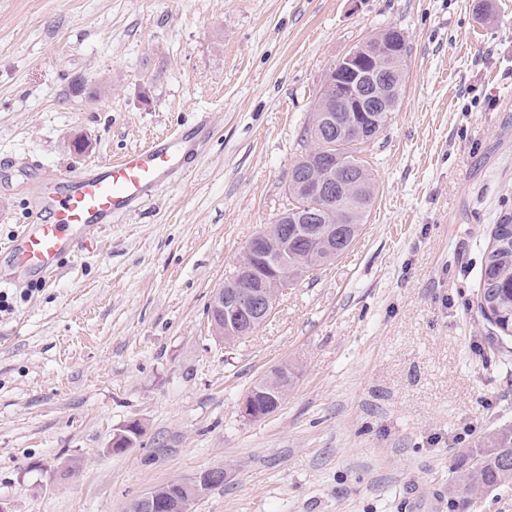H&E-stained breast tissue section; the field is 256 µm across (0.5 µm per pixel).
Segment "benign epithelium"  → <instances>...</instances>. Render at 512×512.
Instances as JSON below:
<instances>
[{"instance_id":"1","label":"benign epithelium","mask_w":512,"mask_h":512,"mask_svg":"<svg viewBox=\"0 0 512 512\" xmlns=\"http://www.w3.org/2000/svg\"><path fill=\"white\" fill-rule=\"evenodd\" d=\"M383 51L384 46L375 41L362 52H349L329 71L331 77L342 73L348 78L346 83L336 81V103L365 116L383 109L389 93L383 69L378 66ZM306 185L316 193L333 196L340 195L343 189L341 182L327 183L316 175L309 177ZM288 247V232L285 230L275 228L255 235L246 252L252 254L257 267L236 268L214 290L208 309L209 318L215 337L224 344L231 345L248 337L273 315L280 285L288 282V267L271 261V257L276 252L287 253ZM279 397L280 400L260 412L256 394L250 391L241 403V412L248 419H264L279 408L285 394L281 393ZM139 435V426L126 427L113 436L111 451H125ZM195 501L196 498L188 497L172 503L157 498L152 489L139 498L142 512H191Z\"/></svg>"}]
</instances>
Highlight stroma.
<instances>
[{"label":"stroma","instance_id":"stroma-1","mask_svg":"<svg viewBox=\"0 0 512 512\" xmlns=\"http://www.w3.org/2000/svg\"><path fill=\"white\" fill-rule=\"evenodd\" d=\"M0 0V245L36 156L78 170L207 118L199 164L116 217L52 280L0 255V502L127 512L223 467L192 512H512V484L448 495L451 469L512 428V339L476 308L512 212V0ZM394 27L402 98L360 156L374 203L348 252L216 341L207 308L288 204L330 67ZM270 417L241 402L271 366ZM140 437L110 450L130 424ZM285 367H288V364H279L273 367L268 371L266 375H264L265 377L260 380L262 381L261 385L263 388L274 389L278 391L280 399L278 401L274 399L275 403L273 405H267V407L262 412H259L256 405V391H250L247 393L241 403V412L243 416L253 420L264 419L273 414L279 408L285 397V394L280 392V390L275 387L274 383L279 376L280 370L284 369Z\"/></svg>","mask_w":512,"mask_h":512}]
</instances>
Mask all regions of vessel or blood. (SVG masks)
I'll return each instance as SVG.
<instances>
[{"mask_svg":"<svg viewBox=\"0 0 512 512\" xmlns=\"http://www.w3.org/2000/svg\"><path fill=\"white\" fill-rule=\"evenodd\" d=\"M210 129H179L114 161L80 170L41 167L27 186L28 217L6 252L24 270L50 280L60 260L78 253L84 242L113 217L138 208L178 172L184 171L200 139Z\"/></svg>","mask_w":512,"mask_h":512,"instance_id":"b4317fda","label":"vessel or blood"}]
</instances>
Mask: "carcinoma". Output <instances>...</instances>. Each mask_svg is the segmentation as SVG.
<instances>
[{
  "mask_svg": "<svg viewBox=\"0 0 512 512\" xmlns=\"http://www.w3.org/2000/svg\"><path fill=\"white\" fill-rule=\"evenodd\" d=\"M392 59L398 70L397 84L389 111L372 113L371 140L386 128L404 89L407 58L395 54ZM329 100L330 91L326 85L306 128L312 146L295 160L291 168L288 181L291 206L281 211L276 219V223L288 225V238L293 240L288 254L277 257L279 262L288 265L291 273L304 269L319 270L345 253L360 234L375 197L372 173L364 160L358 157L359 142L346 132L348 126L358 121L357 113H338L339 127L330 132L318 120L319 112L328 107ZM315 151L330 153L336 165L332 177L344 181V196L339 206L328 207L323 198L301 191L295 185L296 174L310 166V157ZM311 213L318 215V223L336 226V252L327 253L309 245L307 236L313 225L303 220L298 222L296 218ZM491 239L493 244L486 249L481 268L480 287L484 289V297L477 298V307L482 317L506 335L512 332V212L500 216L492 229ZM498 443V448L492 453L479 448L467 451L452 469V485L460 505H466L496 486L512 482V434H498Z\"/></svg>",
  "mask_w": 512,
  "mask_h": 512,
  "instance_id": "carcinoma-1",
  "label": "carcinoma"
}]
</instances>
